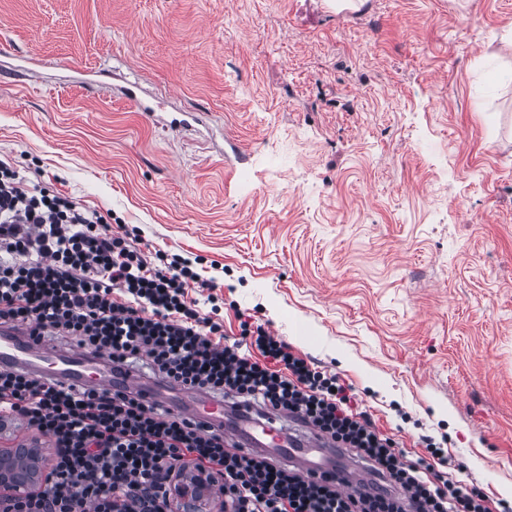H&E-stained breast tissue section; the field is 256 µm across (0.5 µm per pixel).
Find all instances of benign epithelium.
I'll use <instances>...</instances> for the list:
<instances>
[{"label":"benign epithelium","instance_id":"7a95c632","mask_svg":"<svg viewBox=\"0 0 512 512\" xmlns=\"http://www.w3.org/2000/svg\"><path fill=\"white\" fill-rule=\"evenodd\" d=\"M51 449L32 442L0 448V498L17 500L45 489L42 475L50 465ZM170 497L175 512H201L205 502L224 501V481L213 471L184 466L173 481Z\"/></svg>","mask_w":512,"mask_h":512}]
</instances>
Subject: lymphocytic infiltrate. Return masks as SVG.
I'll use <instances>...</instances> for the list:
<instances>
[{
	"label": "lymphocytic infiltrate",
	"instance_id": "1",
	"mask_svg": "<svg viewBox=\"0 0 512 512\" xmlns=\"http://www.w3.org/2000/svg\"><path fill=\"white\" fill-rule=\"evenodd\" d=\"M189 259L146 255L97 212L40 188L0 163V323H25L123 365L148 362L161 379L301 413L354 449L390 489L341 492L331 474L305 475L277 460L225 448L223 436L136 398L65 387L0 370V418L49 438L54 461L39 495L0 512H172L175 465L220 472L224 512H492L488 497L446 473L452 460L427 447L415 463L360 411L351 385L312 367L262 325L240 338L201 314L189 289H212Z\"/></svg>",
	"mask_w": 512,
	"mask_h": 512
}]
</instances>
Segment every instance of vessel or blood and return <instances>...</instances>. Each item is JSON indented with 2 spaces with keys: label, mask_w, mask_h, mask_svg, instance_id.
Returning a JSON list of instances; mask_svg holds the SVG:
<instances>
[{
  "label": "vessel or blood",
  "mask_w": 512,
  "mask_h": 512,
  "mask_svg": "<svg viewBox=\"0 0 512 512\" xmlns=\"http://www.w3.org/2000/svg\"><path fill=\"white\" fill-rule=\"evenodd\" d=\"M0 366L40 374L57 383L120 391L146 404L163 403L169 394L184 395L188 402L181 416L210 424L243 451L276 457L306 473H332L351 494L378 480L375 472L357 464L348 449L298 417L263 411L251 402L230 404L212 392L161 379L146 380L130 368H116L108 355L47 344L25 325H0Z\"/></svg>",
  "instance_id": "vessel-or-blood-1"
}]
</instances>
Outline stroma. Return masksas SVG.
Wrapping results in <instances>:
<instances>
[{"mask_svg": "<svg viewBox=\"0 0 512 512\" xmlns=\"http://www.w3.org/2000/svg\"><path fill=\"white\" fill-rule=\"evenodd\" d=\"M511 29L512 0H0V161L200 258L227 340L265 324L512 508Z\"/></svg>", "mask_w": 512, "mask_h": 512, "instance_id": "stroma-1", "label": "stroma"}]
</instances>
